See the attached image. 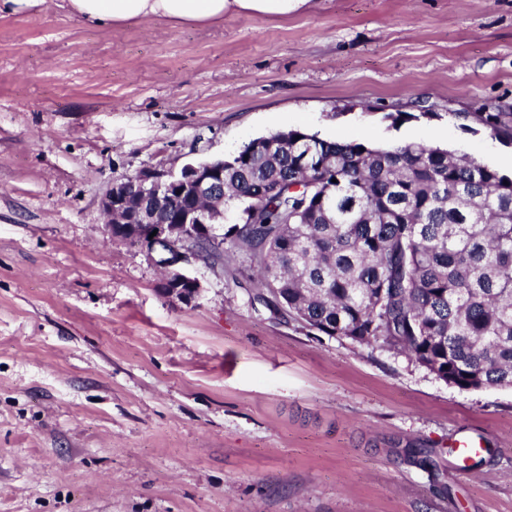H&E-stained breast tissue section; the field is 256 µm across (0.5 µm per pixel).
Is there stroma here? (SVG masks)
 I'll return each instance as SVG.
<instances>
[{"mask_svg":"<svg viewBox=\"0 0 512 512\" xmlns=\"http://www.w3.org/2000/svg\"><path fill=\"white\" fill-rule=\"evenodd\" d=\"M479 112L512 113V0L179 28L90 26L56 0L1 14L0 512H512L511 389L448 385L259 303L230 241L188 264L199 298L171 301L100 206L113 181L283 128L511 177ZM462 434L484 443L467 480L448 465Z\"/></svg>","mask_w":512,"mask_h":512,"instance_id":"stroma-1","label":"stroma"}]
</instances>
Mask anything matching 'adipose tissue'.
<instances>
[{
  "instance_id": "1",
  "label": "adipose tissue",
  "mask_w": 512,
  "mask_h": 512,
  "mask_svg": "<svg viewBox=\"0 0 512 512\" xmlns=\"http://www.w3.org/2000/svg\"><path fill=\"white\" fill-rule=\"evenodd\" d=\"M68 12L92 26L118 27L133 22L203 26L228 15L288 17L310 10L313 0H65Z\"/></svg>"
}]
</instances>
